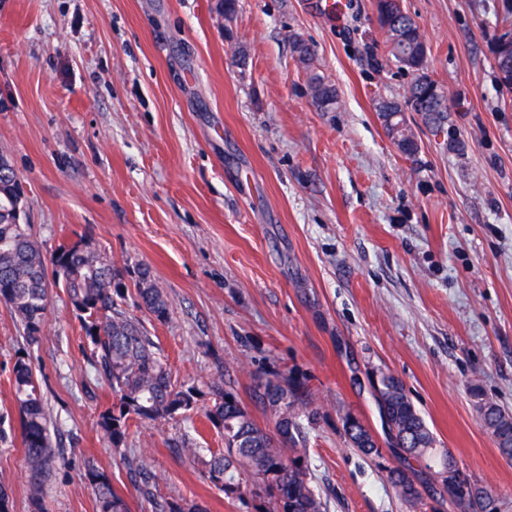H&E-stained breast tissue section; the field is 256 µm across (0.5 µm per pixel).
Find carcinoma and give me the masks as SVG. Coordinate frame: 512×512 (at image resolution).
Here are the masks:
<instances>
[{
    "instance_id": "1",
    "label": "carcinoma",
    "mask_w": 512,
    "mask_h": 512,
    "mask_svg": "<svg viewBox=\"0 0 512 512\" xmlns=\"http://www.w3.org/2000/svg\"><path fill=\"white\" fill-rule=\"evenodd\" d=\"M377 23L385 34L394 60L410 54L405 63L413 79L405 99L413 100L425 123L436 130L448 124V99L438 94L434 81H421L426 72L428 47L420 27L404 10L387 0H378ZM297 60L307 75L314 103L323 110L339 106L335 85L314 63L311 46L293 40ZM83 247L60 245L47 259L32 234L18 224L0 222V294L8 295L7 307L23 327L29 346L39 342L44 330L48 303L47 269L55 284L63 288L75 311L81 331L92 346L94 368L112 388L116 402L102 411L98 427L103 440L113 448L126 443L132 423L157 424L186 416L194 410L199 392L185 388L172 378L158 356L148 330L121 307L128 290L122 272L112 265L96 243L80 236ZM137 304L160 321L169 315V304L152 283L150 270L139 271ZM375 391L386 403L387 426L404 435L403 459L413 460L442 482L448 466L455 464L446 448L436 440L425 420L409 399L402 382L393 374L376 372ZM13 392L18 411L22 443L30 477L36 484L49 480L57 461L50 438V417L33 370L25 357L13 366ZM213 405L207 412L210 423L224 435V452L203 455V449L184 443L183 451L196 457L203 473L226 494H250L261 500L259 512H325L326 504L311 484L306 454V430L315 420L310 410L313 394L304 384L286 374H276L257 384V398L273 419V427L260 425L241 399L222 383L210 385ZM484 426L491 433L500 454L512 460V414L484 399L478 386L470 388ZM344 430L357 449L371 455L378 452L368 428L348 415ZM137 478L140 493L154 498L156 476L139 458L128 461ZM84 479L91 488L98 512H129L126 500L112 487L107 472L93 464L86 466ZM390 481L400 489L404 501L414 507L422 502L421 492L406 469L389 472ZM472 493L463 484L450 488V500L461 512H499L493 491L474 485ZM157 512H203L195 503L173 499L159 505Z\"/></svg>"
}]
</instances>
